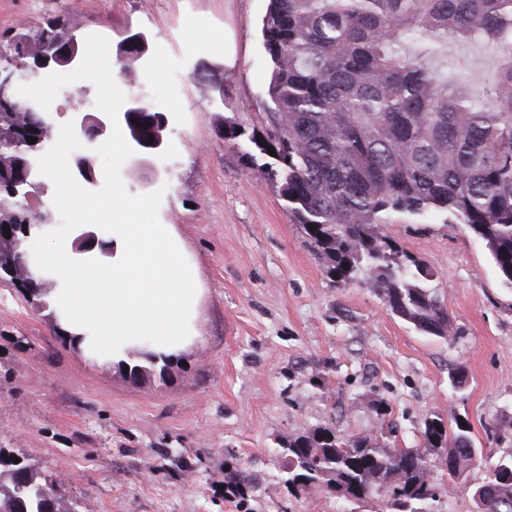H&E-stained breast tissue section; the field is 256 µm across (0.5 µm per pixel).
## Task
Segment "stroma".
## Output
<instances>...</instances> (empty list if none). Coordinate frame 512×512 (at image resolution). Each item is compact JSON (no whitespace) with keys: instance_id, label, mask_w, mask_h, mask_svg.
I'll return each mask as SVG.
<instances>
[{"instance_id":"1","label":"stroma","mask_w":512,"mask_h":512,"mask_svg":"<svg viewBox=\"0 0 512 512\" xmlns=\"http://www.w3.org/2000/svg\"><path fill=\"white\" fill-rule=\"evenodd\" d=\"M268 0H0V68L18 65L9 42L50 24L99 41L95 71L68 68L70 92L124 111L144 93L165 114L159 156L113 157L98 144L101 227L112 192L149 198L141 224H167L202 293L191 341L167 375L130 382L115 363L66 339L51 308L0 282V446L27 456L89 512H345L334 491L290 494L280 444L315 427L421 444L426 418H461L479 455L445 486L435 512H476L468 489L512 456V289L484 245L443 212L390 214L385 233L434 273L432 291L454 333L440 337L393 313L364 274L334 283L291 219L277 184L232 124L265 134L270 69L261 39ZM140 32L146 53L128 74L116 47ZM489 46L449 44L458 84H478ZM224 72V91L197 80ZM459 384H452V377ZM249 479L225 498L228 472Z\"/></svg>"}]
</instances>
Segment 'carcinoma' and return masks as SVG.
<instances>
[{"label": "carcinoma", "instance_id": "cac0c4a2", "mask_svg": "<svg viewBox=\"0 0 512 512\" xmlns=\"http://www.w3.org/2000/svg\"><path fill=\"white\" fill-rule=\"evenodd\" d=\"M65 26L10 38L15 52L55 45ZM271 70L273 120L263 156L288 212L339 283L367 275L386 305L417 329L453 334L434 296L431 270L381 231L385 214L446 211L487 249L512 288V0H269L261 23ZM488 42L495 66L479 89L448 81V39ZM162 112L144 104L130 136L145 137ZM0 103V138L35 128ZM37 216L0 186V279L22 261L23 230ZM9 226L11 237L4 234ZM422 447L392 448L369 435L344 438L316 427L281 443L288 492L325 485L355 504L369 497L385 512H433L443 491L428 452L446 449L442 467L459 480L477 449L470 426L450 429L429 417ZM20 462H15V459ZM483 485L485 512H512V457L499 460ZM0 512H86L60 492L56 478L28 458L0 448Z\"/></svg>", "mask_w": 512, "mask_h": 512}]
</instances>
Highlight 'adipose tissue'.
I'll return each instance as SVG.
<instances>
[{"label":"adipose tissue","instance_id":"adipose-tissue-1","mask_svg":"<svg viewBox=\"0 0 512 512\" xmlns=\"http://www.w3.org/2000/svg\"><path fill=\"white\" fill-rule=\"evenodd\" d=\"M66 163L61 153L47 164L59 185L56 204H70L79 220L96 222L98 211L68 179ZM148 205L147 198L115 190L112 219L121 243L110 252L79 246L71 227L57 234L44 227L35 234L43 246L35 254L34 271L54 281L49 302L65 332L90 358L127 361L144 337L152 340L151 352L164 358L188 340L196 278L172 245L168 225L137 223Z\"/></svg>","mask_w":512,"mask_h":512}]
</instances>
